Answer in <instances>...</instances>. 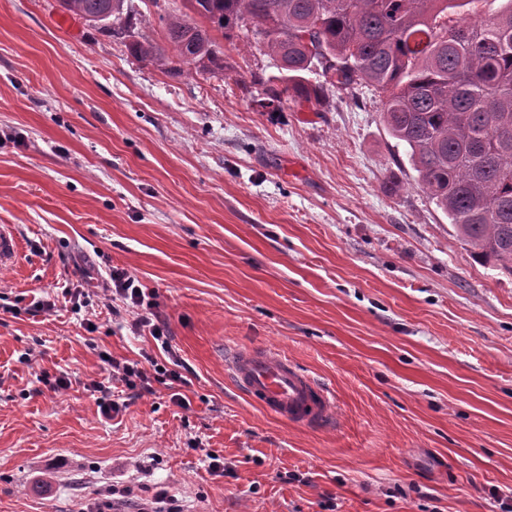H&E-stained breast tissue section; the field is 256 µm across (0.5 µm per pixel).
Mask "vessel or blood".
Here are the masks:
<instances>
[{"instance_id": "obj_1", "label": "vessel or blood", "mask_w": 512, "mask_h": 512, "mask_svg": "<svg viewBox=\"0 0 512 512\" xmlns=\"http://www.w3.org/2000/svg\"><path fill=\"white\" fill-rule=\"evenodd\" d=\"M18 251L19 242L12 225L1 224L0 263H15ZM228 367L244 393L283 420L311 426L323 423L330 415L333 401L329 391L275 351L235 348Z\"/></svg>"}]
</instances>
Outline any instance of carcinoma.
<instances>
[{
	"instance_id": "carcinoma-1",
	"label": "carcinoma",
	"mask_w": 512,
	"mask_h": 512,
	"mask_svg": "<svg viewBox=\"0 0 512 512\" xmlns=\"http://www.w3.org/2000/svg\"><path fill=\"white\" fill-rule=\"evenodd\" d=\"M165 43L129 44L167 71H224L226 41L252 27L280 61L281 86L260 107L278 112L330 89L367 85L382 94L389 134L407 149L428 199L474 259L512 276V0L482 16L485 0H183ZM64 9L116 34L128 32L124 0H62ZM469 40H461L462 34ZM319 66L320 81L305 73Z\"/></svg>"
}]
</instances>
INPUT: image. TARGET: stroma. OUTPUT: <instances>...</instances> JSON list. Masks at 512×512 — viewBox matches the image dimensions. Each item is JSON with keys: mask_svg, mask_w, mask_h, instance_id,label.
Returning a JSON list of instances; mask_svg holds the SVG:
<instances>
[{"mask_svg": "<svg viewBox=\"0 0 512 512\" xmlns=\"http://www.w3.org/2000/svg\"><path fill=\"white\" fill-rule=\"evenodd\" d=\"M126 3L157 42L183 10ZM277 74L244 35L223 73L173 74L60 0H0V225L22 252L0 265V512H512V276L420 190L373 88L268 112ZM115 268L170 351L102 299ZM237 346L286 354L329 419L248 398ZM105 353L182 378L139 395Z\"/></svg>", "mask_w": 512, "mask_h": 512, "instance_id": "obj_1", "label": "stroma"}]
</instances>
